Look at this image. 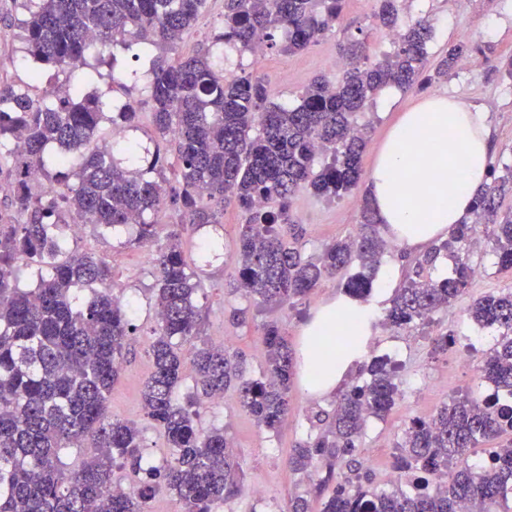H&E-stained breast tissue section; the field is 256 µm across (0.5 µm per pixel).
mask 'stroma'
Wrapping results in <instances>:
<instances>
[{
	"instance_id": "stroma-1",
	"label": "stroma",
	"mask_w": 512,
	"mask_h": 512,
	"mask_svg": "<svg viewBox=\"0 0 512 512\" xmlns=\"http://www.w3.org/2000/svg\"><path fill=\"white\" fill-rule=\"evenodd\" d=\"M373 8L374 0H346L341 22L318 44L295 54L281 52L276 47L267 49L262 66L255 73L268 82L275 101L296 100L318 75L338 80L340 71L324 66L325 58L336 56L338 44L360 39L366 42L370 53H382L385 33L370 18ZM223 11L224 0H208L180 44L167 51V58L174 60L208 45L220 27ZM421 17L429 18L434 28L427 71H434L440 57L458 43L471 44L479 39L484 42L486 52L470 69L457 70L431 84H418L407 90L394 87L382 90L358 116L359 123L370 127L362 156L363 169H371L381 143L401 114L436 93L454 95L487 112L494 140L491 164L498 168L512 165V80L506 76V69L512 64V0H412L400 19L408 25ZM22 18L15 0H0V86L16 85L28 77ZM142 87V82L131 80L126 89L116 90L106 77L89 86L90 91L105 93L110 99L138 101L139 129L134 137L141 141L152 131L151 107ZM292 211L298 223L307 229L306 253L315 255L332 240L348 236L360 222L359 209L349 199L330 202L305 189L296 192ZM243 222L240 208L229 203L224 207L223 226H190L182 236L183 254L203 285L200 294L203 319L201 337L182 343L180 351L188 356L201 344L228 342L230 350L243 354L246 377L257 379L262 376L267 361L262 323L277 322L289 346L299 349L303 322L320 304L342 297L343 292L338 280L326 279L306 303L258 308L251 300L231 294L228 284L238 276L233 254ZM215 233L224 239V254L201 261L200 244ZM131 236L128 230L110 234L87 224L76 245L79 250L110 262L115 295L134 305L133 322L137 331L129 340L123 371L112 387L107 406L109 415L137 425L142 435L144 460L154 464L169 453L162 432L145 417L142 403L143 383L151 371L150 345L156 324L155 273L148 249L132 243ZM473 263L483 268V276L471 280L466 294L447 311L438 313L432 326L394 329L381 322L376 325V341L370 345L368 354L393 357L403 381V395L391 413L385 420L370 421L361 438L358 458L370 469L378 487L388 489L397 484L393 467L395 444L413 417L431 413L454 393L478 389L477 372L458 366L454 351L439 352L432 342L435 334L448 333L455 336L457 344L475 342L483 353L493 345L494 331L473 329L467 320V307L473 298L511 285L512 270L497 267L488 243L474 253ZM239 308L251 309L252 319L243 324L233 321L232 314ZM290 399L295 412L274 433L258 428L241 408L235 389L225 391L222 401L201 405L197 426L205 431L213 427L223 429L233 448L234 461L244 475L241 492L219 504L215 512H287L289 500L297 495L307 498L310 512H321L330 494L329 489L319 486L321 471L295 474L289 471L286 461L295 445L317 433L306 418L307 410L317 406L331 408L335 398L310 397L297 380L292 385ZM258 484L266 489L265 498L254 495L253 488Z\"/></svg>"
}]
</instances>
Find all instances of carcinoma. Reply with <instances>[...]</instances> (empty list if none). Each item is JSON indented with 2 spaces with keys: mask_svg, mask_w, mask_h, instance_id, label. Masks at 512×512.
I'll return each instance as SVG.
<instances>
[{
  "mask_svg": "<svg viewBox=\"0 0 512 512\" xmlns=\"http://www.w3.org/2000/svg\"><path fill=\"white\" fill-rule=\"evenodd\" d=\"M345 0H224L222 31L211 45L175 62L153 52L173 48L207 0H21L25 50L34 84L82 70L80 82L46 99L29 87L0 86V169L13 176L14 221L0 223V512H149L163 486L186 512H214L241 491L224 430H200L195 402L180 404L174 390L183 377L178 343L200 334L197 294L202 283L180 250L185 224H223L224 204L245 215L236 248L235 290L257 304H295L325 277L356 267L343 284L347 296L367 300L374 289L387 241L369 199L354 237L336 240L313 256L304 251L306 230L291 213V199L305 187L321 198L341 199L362 179L366 128L356 118L387 86L408 89L429 82L425 74L432 24L420 19L400 29L406 0H376L373 19L394 36V51L370 59L366 43L341 49L348 62L342 79L318 78L293 105L271 100L265 79L224 67L227 54L280 45L303 51L339 22ZM136 49L150 58L144 90L151 104L156 142L174 146L178 171L170 183L160 149L147 166L139 142L124 136L137 128L130 101L114 110L85 91L109 68L112 82L137 78L109 48ZM475 46L448 49L435 68L446 77L473 55ZM112 127V139L100 135ZM325 153L332 161L315 168ZM475 198L472 220L457 225L410 263L395 290L384 323L403 328L431 321L467 290L474 274L470 244L478 225H491L498 265L512 269V211L499 199L512 194V166ZM48 185L38 193L31 183ZM179 207L180 223L154 221L165 202ZM107 231L137 229L146 246L165 232L152 254L157 325L150 345L152 372L142 392L147 418L165 437L169 455L142 467V438L133 423L108 418L106 402L120 375L129 336L136 331L131 304L112 293V265L81 252L66 236L68 217ZM451 275L433 276L442 257ZM31 284L20 287V274ZM470 322L494 327L498 339L485 353L480 378L489 393H466L434 414L414 418L397 442L395 469L409 478L391 490L373 485L356 458L369 418L382 420L402 396L398 363L372 358L360 378L339 396L333 411L309 420L323 426L294 449L295 472L348 461L357 481L336 484L321 512H512V287L473 300ZM268 352L260 379H246L238 356L222 348L194 352L200 395L214 399L234 385L242 408L256 424L277 431L288 417L295 357L273 322L263 325ZM97 439L98 453L68 471L61 453ZM511 436L485 458H471L480 443ZM144 471L129 491L106 495L116 464Z\"/></svg>",
  "mask_w": 512,
  "mask_h": 512,
  "instance_id": "carcinoma-1",
  "label": "carcinoma"
}]
</instances>
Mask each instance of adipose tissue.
I'll list each match as a JSON object with an SVG mask.
<instances>
[{
    "label": "adipose tissue",
    "mask_w": 512,
    "mask_h": 512,
    "mask_svg": "<svg viewBox=\"0 0 512 512\" xmlns=\"http://www.w3.org/2000/svg\"><path fill=\"white\" fill-rule=\"evenodd\" d=\"M493 151L489 116L448 95H431L403 112L368 174L369 197L383 233L420 250L467 220L486 183ZM385 291L374 302L332 300L317 307L301 330V372L306 392L335 393L366 355ZM350 325L354 345L330 344L336 321Z\"/></svg>",
    "instance_id": "adipose-tissue-1"
}]
</instances>
